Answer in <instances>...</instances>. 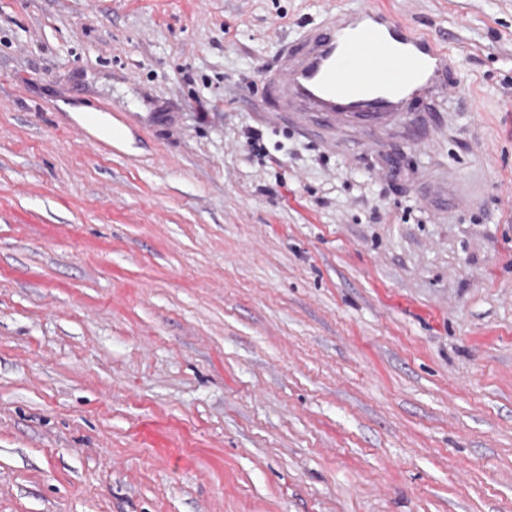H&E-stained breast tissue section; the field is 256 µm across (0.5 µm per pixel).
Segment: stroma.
I'll return each instance as SVG.
<instances>
[{"mask_svg": "<svg viewBox=\"0 0 512 512\" xmlns=\"http://www.w3.org/2000/svg\"><path fill=\"white\" fill-rule=\"evenodd\" d=\"M369 5L467 92L329 142ZM0 512H512V0H0ZM449 49L380 7L329 15L280 54L265 99L279 112H312L340 123L387 125L410 100L445 103L464 88L448 83Z\"/></svg>", "mask_w": 512, "mask_h": 512, "instance_id": "35a3bbf8", "label": "stroma"}]
</instances>
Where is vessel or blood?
<instances>
[{"label": "vessel or blood", "mask_w": 512, "mask_h": 512, "mask_svg": "<svg viewBox=\"0 0 512 512\" xmlns=\"http://www.w3.org/2000/svg\"><path fill=\"white\" fill-rule=\"evenodd\" d=\"M452 61L449 49L386 9L341 11L282 50L264 96L281 112L387 125L409 101L443 103L459 94L448 81Z\"/></svg>", "instance_id": "b4317fda"}]
</instances>
